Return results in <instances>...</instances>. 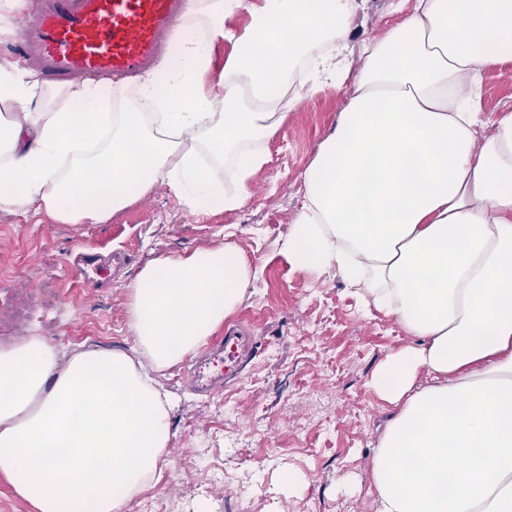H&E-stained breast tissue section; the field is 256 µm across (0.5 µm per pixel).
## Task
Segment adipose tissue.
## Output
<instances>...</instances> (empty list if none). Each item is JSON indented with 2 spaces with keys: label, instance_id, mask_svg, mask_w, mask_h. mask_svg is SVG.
I'll list each match as a JSON object with an SVG mask.
<instances>
[{
  "label": "adipose tissue",
  "instance_id": "obj_1",
  "mask_svg": "<svg viewBox=\"0 0 512 512\" xmlns=\"http://www.w3.org/2000/svg\"><path fill=\"white\" fill-rule=\"evenodd\" d=\"M234 2L252 21L220 76L234 8L189 0L138 84L140 112L115 85L48 90L0 60V209L100 223L157 184L198 214L239 209L303 101L294 86L343 91L283 247L413 338L371 378L393 409L370 463L373 510L512 512V107L481 105L487 70L512 62V0H417L355 52L357 0ZM252 277L230 244L163 254L128 286L131 352L0 342V475L15 495L34 512H124L173 438L155 373L221 329Z\"/></svg>",
  "mask_w": 512,
  "mask_h": 512
}]
</instances>
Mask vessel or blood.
Here are the masks:
<instances>
[{
    "label": "vessel or blood",
    "mask_w": 512,
    "mask_h": 512,
    "mask_svg": "<svg viewBox=\"0 0 512 512\" xmlns=\"http://www.w3.org/2000/svg\"><path fill=\"white\" fill-rule=\"evenodd\" d=\"M188 0H41L24 21L15 49L48 84L84 74L133 76L149 67L177 31ZM257 341L224 331V376L235 379Z\"/></svg>",
    "instance_id": "obj_1"
}]
</instances>
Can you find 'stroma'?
Segmentation results:
<instances>
[{
	"instance_id": "35a3bbf8",
	"label": "stroma",
	"mask_w": 512,
	"mask_h": 512,
	"mask_svg": "<svg viewBox=\"0 0 512 512\" xmlns=\"http://www.w3.org/2000/svg\"><path fill=\"white\" fill-rule=\"evenodd\" d=\"M416 0H361L351 47L408 15ZM345 99L328 88L288 114L267 142L268 161L240 209L190 215L167 188L102 224H60L32 211L0 210V341L38 334L72 350H128L126 287L163 253L230 243L254 277L235 320L259 347L238 384L203 397L160 375L177 398L175 435L159 482L125 512H372L368 467L392 411L370 386L385 356L408 343L392 320L365 312L337 271L316 275L282 250L303 194V173L332 132ZM485 112L512 105V63L486 75ZM128 256L85 286L70 264L89 254ZM301 477L287 492L283 470Z\"/></svg>"
}]
</instances>
